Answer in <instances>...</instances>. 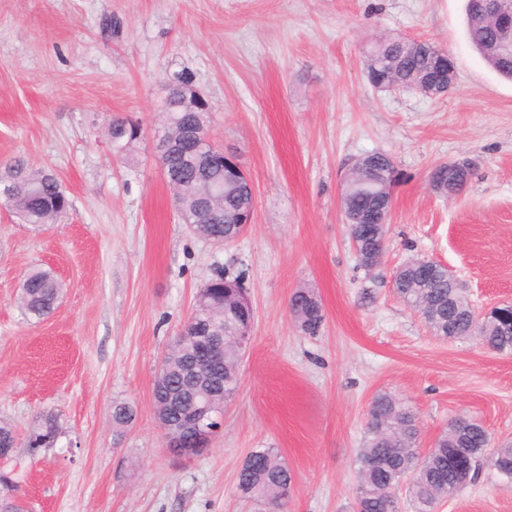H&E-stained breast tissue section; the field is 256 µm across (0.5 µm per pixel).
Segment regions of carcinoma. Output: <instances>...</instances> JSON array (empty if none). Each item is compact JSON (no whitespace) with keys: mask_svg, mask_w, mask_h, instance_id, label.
Segmentation results:
<instances>
[{"mask_svg":"<svg viewBox=\"0 0 512 512\" xmlns=\"http://www.w3.org/2000/svg\"><path fill=\"white\" fill-rule=\"evenodd\" d=\"M466 14L467 38L474 49L496 72L512 79V52L497 54L489 49L503 30L512 27V16L498 19L480 13L472 7V0H467ZM364 69L368 82L378 90L390 91L408 85L422 89L431 81L448 86V55L440 50L432 62L421 53L416 42L391 38L377 41L366 56ZM191 78L192 74L186 69L168 78L162 105L166 118L154 148L160 165L170 177L169 185L175 193L182 222L218 243H232L238 239L242 223L243 179L236 165L227 159L222 170L202 166L195 160L197 140L186 137L185 131L195 128L205 134L210 127L208 111L183 106L179 83ZM125 125L126 121L114 119L109 126L112 153L119 160L128 159L141 140V133L133 129L125 133L119 131ZM429 182L437 193L445 195L448 164L434 166ZM395 183V167L380 152L358 158L346 176L343 207L351 222L349 233L364 252L381 248L372 224L373 212L388 203ZM0 202L14 210L22 223L34 226L55 223L69 206L57 177L34 170L22 158L0 165ZM212 280L216 281L213 287L197 294L194 311L198 321L222 331L226 317L242 323L252 319L250 310L238 308L237 295L243 287L241 275L224 271ZM393 288L405 303L424 315L435 334L448 336V325L453 324L462 337L475 333L489 350L512 353V334L500 335L497 323L458 321L459 312L472 310V305L459 292L455 281L448 278L446 267L436 266L424 281L420 267L411 262ZM62 292V282L51 271L33 269L21 286L22 308L29 318L39 321L54 311ZM291 313L305 334L314 335L322 327L321 304L309 302L298 291L291 298ZM190 352V347L179 340L171 345L164 359V391L181 392L192 382L186 369ZM238 367L236 343L228 338L224 340V365L206 373L194 402L205 403V394L210 388L233 395L239 383ZM370 410L377 424L367 428V438L357 454L356 505L360 506L359 512H384L387 503L392 512H398L397 492L403 486L414 512H434L438 500L458 490L461 468L471 471L474 464L482 460L491 462L496 471H512V444L489 447L488 433L475 422L459 427L449 424L448 431L422 457L415 448L416 420L408 408L391 395L382 393L373 398ZM56 435L55 418L47 414L31 431L27 443L36 449ZM237 482L239 490L254 500L278 499L284 503L288 496L283 491L293 484V477L277 451L263 448L246 457Z\"/></svg>","mask_w":512,"mask_h":512,"instance_id":"cac0c4a2","label":"carcinoma"}]
</instances>
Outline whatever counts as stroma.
<instances>
[{"label": "stroma", "instance_id": "stroma-1", "mask_svg": "<svg viewBox=\"0 0 512 512\" xmlns=\"http://www.w3.org/2000/svg\"><path fill=\"white\" fill-rule=\"evenodd\" d=\"M466 0H0V164L53 172L69 211L41 227L0 205V420L17 444L0 471L26 512H263L242 497L244 459L274 448L293 486L284 512H354L356 456L381 392L414 412L427 453L450 422L512 441V353L444 339L392 286L412 260L448 267L478 310L512 304V81L466 36ZM429 42L456 67L428 98L372 88L379 38ZM188 69L211 106L216 143L250 178L254 220L224 246L192 234L154 158L164 83ZM139 121L115 160L108 124ZM388 154L386 249L360 266L341 193L358 158ZM468 158L467 188L432 190L437 164ZM64 284L51 315L18 304L24 274ZM243 273L255 313L239 387L219 432L172 455L155 415L161 360L215 271ZM320 299L302 333L289 300ZM129 403L126 426L112 404ZM53 444L28 448L43 414ZM434 512H512V482L489 469Z\"/></svg>", "mask_w": 512, "mask_h": 512}]
</instances>
